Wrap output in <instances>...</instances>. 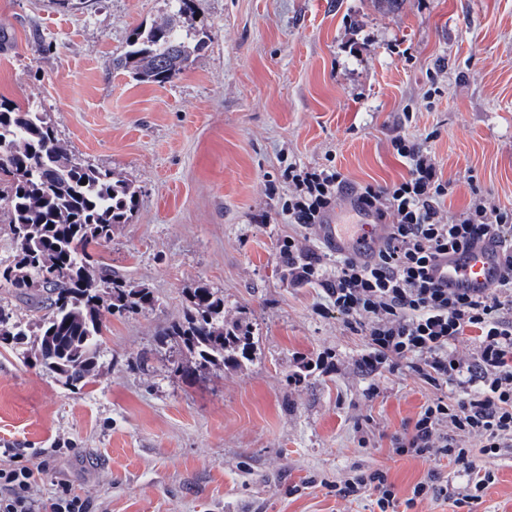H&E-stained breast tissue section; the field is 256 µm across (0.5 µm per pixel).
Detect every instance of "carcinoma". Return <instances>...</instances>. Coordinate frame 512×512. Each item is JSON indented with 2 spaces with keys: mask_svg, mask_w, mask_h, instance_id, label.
I'll return each mask as SVG.
<instances>
[{
  "mask_svg": "<svg viewBox=\"0 0 512 512\" xmlns=\"http://www.w3.org/2000/svg\"><path fill=\"white\" fill-rule=\"evenodd\" d=\"M171 2L165 18L138 30L113 59L115 69L163 85L204 49L205 41L188 42L180 32L194 0ZM0 143L14 164L0 167V209L15 250L10 263L0 261V283L17 296L41 292L35 358L75 387L91 375L109 319L158 304L149 288L131 285L105 263L96 278L87 270L92 251L111 240L112 227L130 220L137 190L63 150L43 113L30 107L0 108ZM9 320L0 306V342L24 340L30 327L15 323L5 331ZM253 339L248 323L224 317V295L201 286L188 293L182 316L158 333L157 342L190 356L175 368L187 380L208 365L241 367Z\"/></svg>",
  "mask_w": 512,
  "mask_h": 512,
  "instance_id": "obj_1",
  "label": "carcinoma"
}]
</instances>
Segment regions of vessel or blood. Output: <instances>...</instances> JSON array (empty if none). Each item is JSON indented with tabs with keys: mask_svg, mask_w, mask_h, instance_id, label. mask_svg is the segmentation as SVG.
Instances as JSON below:
<instances>
[{
	"mask_svg": "<svg viewBox=\"0 0 512 512\" xmlns=\"http://www.w3.org/2000/svg\"><path fill=\"white\" fill-rule=\"evenodd\" d=\"M383 234L384 227L380 224L336 223L324 225L322 239L336 253L367 261ZM501 263L496 242L484 239L449 253L447 259L437 263L433 277L449 291L479 295L497 279Z\"/></svg>",
	"mask_w": 512,
	"mask_h": 512,
	"instance_id": "obj_1",
	"label": "vessel or blood"
}]
</instances>
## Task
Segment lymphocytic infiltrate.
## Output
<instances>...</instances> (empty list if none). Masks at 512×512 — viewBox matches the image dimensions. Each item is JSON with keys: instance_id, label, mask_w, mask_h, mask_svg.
Returning <instances> with one entry per match:
<instances>
[{"instance_id": "f902f5d3", "label": "lymphocytic infiltrate", "mask_w": 512, "mask_h": 512, "mask_svg": "<svg viewBox=\"0 0 512 512\" xmlns=\"http://www.w3.org/2000/svg\"><path fill=\"white\" fill-rule=\"evenodd\" d=\"M392 146L408 168L406 176L353 192L359 210L386 227L370 262L340 255L329 267L292 237L280 254L288 259L291 283L323 288L324 312L363 337L362 370L404 368L433 388L451 385L458 393L453 403L429 400L411 433L393 438L391 447L399 455L448 459L464 473L465 483L450 487L432 474L401 502L383 470L359 469L337 486V494L374 495L379 512H398L402 505L410 510L426 498L448 495L457 506L470 507L481 503L495 480L485 459L512 446V208L477 202L442 218L449 183L434 159L401 136ZM285 177L295 188L288 221L304 229L321 223L346 188L341 172L331 167L293 165ZM487 237L500 246L503 262L483 294L451 293L435 282L431 271L449 251ZM469 343L475 347L472 357L460 360L457 345ZM33 482L25 464L0 467V512H92V504L68 487L45 500L35 494Z\"/></svg>"}]
</instances>
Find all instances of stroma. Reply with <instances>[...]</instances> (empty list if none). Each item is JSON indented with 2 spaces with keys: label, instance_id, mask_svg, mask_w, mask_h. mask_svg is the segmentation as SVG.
Listing matches in <instances>:
<instances>
[{
  "label": "stroma",
  "instance_id": "1",
  "mask_svg": "<svg viewBox=\"0 0 512 512\" xmlns=\"http://www.w3.org/2000/svg\"><path fill=\"white\" fill-rule=\"evenodd\" d=\"M170 10L0 0V103L34 104L64 148L134 185L138 206L100 255L158 299L112 318L81 387L0 344V449L39 468L37 495L64 482L102 512H374L334 489L354 468L386 471L401 501L429 474L458 480L390 443L448 389L366 373L322 288L282 280L289 236L334 253L289 223L281 174L332 166L351 187L388 186L407 172L391 146L403 135L448 180L443 213L512 206V0H195L183 26L206 45L176 80L114 70L132 32ZM198 286L222 291L255 344L243 369L186 381L156 335ZM324 352L336 370L301 375ZM488 464L473 512H512V447Z\"/></svg>",
  "mask_w": 512,
  "mask_h": 512
}]
</instances>
